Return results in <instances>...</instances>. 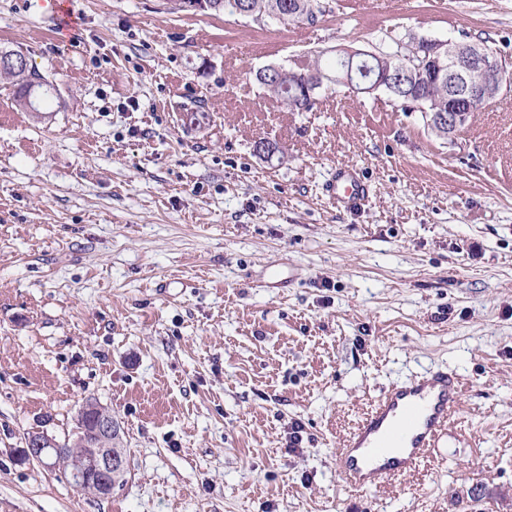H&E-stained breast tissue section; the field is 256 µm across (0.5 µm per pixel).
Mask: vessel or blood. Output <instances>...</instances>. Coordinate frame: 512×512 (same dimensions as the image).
Returning a JSON list of instances; mask_svg holds the SVG:
<instances>
[{"label": "vessel or blood", "instance_id": "b4317fda", "mask_svg": "<svg viewBox=\"0 0 512 512\" xmlns=\"http://www.w3.org/2000/svg\"><path fill=\"white\" fill-rule=\"evenodd\" d=\"M326 190L350 210L358 209L368 193L346 169L337 172ZM461 389L459 376L445 369L389 387L337 454L335 469L341 482L362 491L414 472L446 435Z\"/></svg>", "mask_w": 512, "mask_h": 512}]
</instances>
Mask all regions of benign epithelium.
Returning <instances> with one entry per match:
<instances>
[{
    "label": "benign epithelium",
    "instance_id": "1",
    "mask_svg": "<svg viewBox=\"0 0 512 512\" xmlns=\"http://www.w3.org/2000/svg\"><path fill=\"white\" fill-rule=\"evenodd\" d=\"M424 59L419 64L403 60L401 53L389 56L387 67L372 76L369 93L394 90V85L407 80L414 85L421 84L426 90L449 91L452 104L449 112L433 113L429 125L445 129L455 136L466 126L474 107L488 106L500 94L503 87L512 85V71L507 63L493 50L480 42H452L421 40ZM357 52L350 51L340 58L341 69L330 80L338 85H355L353 73ZM119 426L112 417L97 419L94 438L84 444V451L75 455L69 463V470L75 487L97 485L100 496L112 494V469L125 467L116 463L112 455V438L119 436ZM55 441L42 431L36 433L27 449L28 457L44 465L52 459Z\"/></svg>",
    "mask_w": 512,
    "mask_h": 512
}]
</instances>
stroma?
Instances as JSON below:
<instances>
[{"label":"stroma","instance_id":"35a3bbf8","mask_svg":"<svg viewBox=\"0 0 512 512\" xmlns=\"http://www.w3.org/2000/svg\"><path fill=\"white\" fill-rule=\"evenodd\" d=\"M478 35L512 59V0H335L288 25L0 0V46L57 97L30 112L0 78V512H512V89L449 139L383 91L290 112L255 80ZM341 168L359 210L325 192ZM430 367L463 384L438 451L345 488L339 448ZM90 398L129 455L108 497L23 456Z\"/></svg>","mask_w":512,"mask_h":512}]
</instances>
